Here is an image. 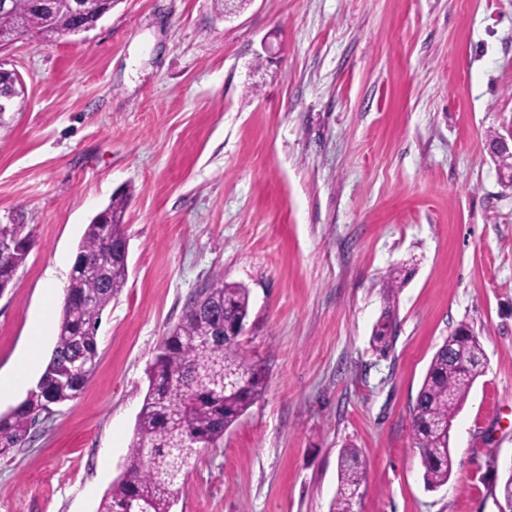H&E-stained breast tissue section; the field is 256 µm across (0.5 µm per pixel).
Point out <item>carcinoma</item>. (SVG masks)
I'll list each match as a JSON object with an SVG mask.
<instances>
[{"label":"carcinoma","instance_id":"obj_1","mask_svg":"<svg viewBox=\"0 0 512 512\" xmlns=\"http://www.w3.org/2000/svg\"><path fill=\"white\" fill-rule=\"evenodd\" d=\"M69 0H16L17 16L43 38L69 35L76 23ZM122 201L108 208V224H89L78 245L59 320L56 343L36 386L9 412L0 414V455L23 447L51 406L76 399L99 358L97 332L103 309L124 288L127 268L118 255L125 234ZM31 242L0 262V285L9 287L25 264ZM250 292L213 276L185 308L155 356L138 413L123 474L112 483L97 512H172L181 480L203 448L224 439L267 390L264 366L241 348L235 327L249 317ZM484 353L466 326L434 354L412 412L413 444L431 488L448 483L455 460L449 447L453 420L476 379ZM338 486L331 512H351L353 494L366 483L359 451L345 448L337 462Z\"/></svg>","mask_w":512,"mask_h":512}]
</instances>
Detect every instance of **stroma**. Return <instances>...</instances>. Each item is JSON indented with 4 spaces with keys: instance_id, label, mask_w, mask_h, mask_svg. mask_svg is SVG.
<instances>
[{
    "instance_id": "35a3bbf8",
    "label": "stroma",
    "mask_w": 512,
    "mask_h": 512,
    "mask_svg": "<svg viewBox=\"0 0 512 512\" xmlns=\"http://www.w3.org/2000/svg\"><path fill=\"white\" fill-rule=\"evenodd\" d=\"M0 222L33 247L0 295V373L55 345L87 224L123 198L128 276L97 366L0 457V512H97L124 470L148 371L215 273L250 290L241 345L268 390L202 449L172 512H330L343 448L359 512H501L512 471V0H118L96 27L0 53ZM400 288L390 289V270ZM394 306L391 349L371 346ZM466 324L484 371L428 489L410 418Z\"/></svg>"
}]
</instances>
